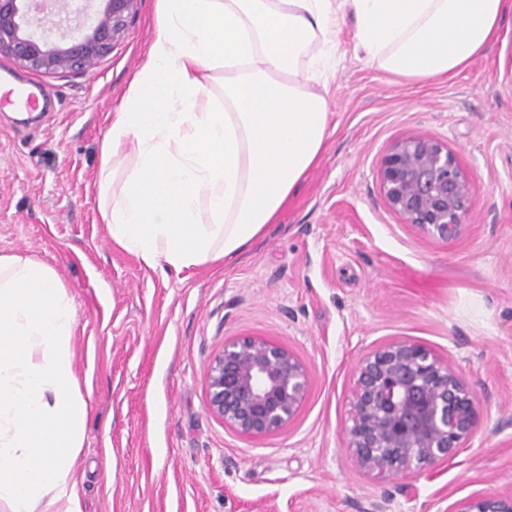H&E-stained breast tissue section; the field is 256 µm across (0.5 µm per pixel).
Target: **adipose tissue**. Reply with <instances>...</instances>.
I'll list each match as a JSON object with an SVG mask.
<instances>
[{
	"mask_svg": "<svg viewBox=\"0 0 512 512\" xmlns=\"http://www.w3.org/2000/svg\"><path fill=\"white\" fill-rule=\"evenodd\" d=\"M357 44L410 80L448 76L496 39L512 0H349ZM335 0H157L148 60L110 116L99 211L118 246L174 271L232 261L320 159L314 91L336 53ZM76 309L56 272L0 253V499L81 512L68 464L88 405L72 371Z\"/></svg>",
	"mask_w": 512,
	"mask_h": 512,
	"instance_id": "ef3b65f1",
	"label": "adipose tissue"
}]
</instances>
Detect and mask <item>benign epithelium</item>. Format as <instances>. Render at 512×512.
<instances>
[{"label": "benign epithelium", "mask_w": 512, "mask_h": 512, "mask_svg": "<svg viewBox=\"0 0 512 512\" xmlns=\"http://www.w3.org/2000/svg\"><path fill=\"white\" fill-rule=\"evenodd\" d=\"M47 0H0V54L42 73L80 72L123 34L137 0H73L55 21ZM387 206L442 240L455 238L474 203L473 183L448 146L429 137L395 142L380 169ZM208 406L228 429L264 436L288 426L309 386L304 364L287 348L244 337L224 343L206 372ZM478 400L452 364L407 339L370 352L355 368L347 451L376 476L431 473L476 435ZM453 512H512V492L469 497Z\"/></svg>", "instance_id": "1"}]
</instances>
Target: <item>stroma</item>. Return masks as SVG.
Listing matches in <instances>:
<instances>
[{
	"label": "stroma",
	"mask_w": 512,
	"mask_h": 512,
	"mask_svg": "<svg viewBox=\"0 0 512 512\" xmlns=\"http://www.w3.org/2000/svg\"><path fill=\"white\" fill-rule=\"evenodd\" d=\"M155 3L138 0L87 72L0 55V95L32 80L62 94L50 112L0 107V253L53 268L76 308L72 368L89 412L70 464L82 512H452L511 491L512 13L468 67L413 82L366 61L342 9L319 164L236 260L177 272L116 246L98 208L106 115L145 61ZM411 136L448 145L472 179L455 239L384 202L382 159ZM242 337L283 345L308 371L280 432L243 436L208 408L207 367ZM396 339L451 361L479 400L475 438L432 480L366 474L346 450L355 367Z\"/></svg>",
	"instance_id": "35a3bbf8"
}]
</instances>
